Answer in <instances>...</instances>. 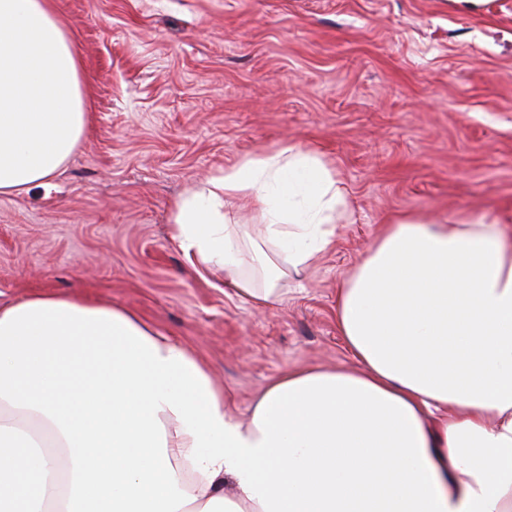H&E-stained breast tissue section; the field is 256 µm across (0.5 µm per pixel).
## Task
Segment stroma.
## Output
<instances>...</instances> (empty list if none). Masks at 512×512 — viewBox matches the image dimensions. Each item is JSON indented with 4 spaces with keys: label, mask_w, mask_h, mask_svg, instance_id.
<instances>
[{
    "label": "stroma",
    "mask_w": 512,
    "mask_h": 512,
    "mask_svg": "<svg viewBox=\"0 0 512 512\" xmlns=\"http://www.w3.org/2000/svg\"><path fill=\"white\" fill-rule=\"evenodd\" d=\"M88 132L50 184L0 195V305L41 290L137 312L202 358L231 411L291 368H345L336 288L381 225H512V0H56ZM293 144L336 170V244L271 310L197 274L170 211Z\"/></svg>",
    "instance_id": "obj_1"
}]
</instances>
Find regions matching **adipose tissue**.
Segmentation results:
<instances>
[{
    "instance_id": "obj_1",
    "label": "adipose tissue",
    "mask_w": 512,
    "mask_h": 512,
    "mask_svg": "<svg viewBox=\"0 0 512 512\" xmlns=\"http://www.w3.org/2000/svg\"><path fill=\"white\" fill-rule=\"evenodd\" d=\"M81 63L55 0H0V195L80 146ZM344 197L286 144L192 187L171 239L272 308L332 249ZM336 324L353 366L283 373L242 422L204 361L128 309L0 306V512H512V230L385 225L339 283Z\"/></svg>"
}]
</instances>
